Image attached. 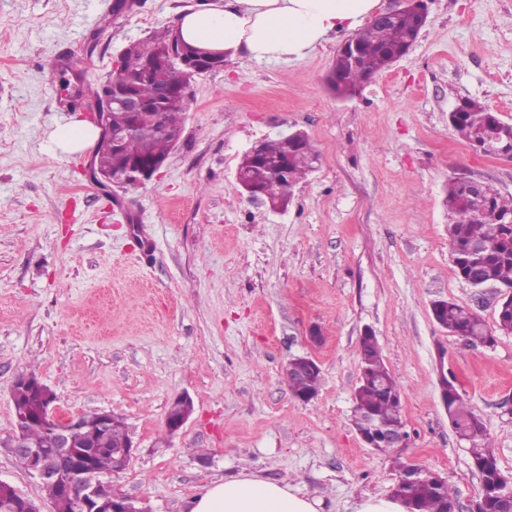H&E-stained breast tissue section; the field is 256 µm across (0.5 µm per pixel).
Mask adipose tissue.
<instances>
[{
  "label": "adipose tissue",
  "mask_w": 512,
  "mask_h": 512,
  "mask_svg": "<svg viewBox=\"0 0 512 512\" xmlns=\"http://www.w3.org/2000/svg\"><path fill=\"white\" fill-rule=\"evenodd\" d=\"M379 0H207L181 12L175 29L187 43L256 62H297L352 32ZM189 512H317L316 503L287 483L241 474L213 481Z\"/></svg>",
  "instance_id": "ef3b65f1"
}]
</instances>
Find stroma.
<instances>
[{
	"mask_svg": "<svg viewBox=\"0 0 512 512\" xmlns=\"http://www.w3.org/2000/svg\"><path fill=\"white\" fill-rule=\"evenodd\" d=\"M112 2L0 0V480L53 512L3 446L12 385L33 372L65 416L123 418L138 451L107 481L149 512H188L208 483L240 473L347 512L391 496L398 460L440 474L468 512L480 479L441 404L438 354L512 473V334L465 346L431 305L451 299L496 325L495 289L471 287L450 259L443 199L456 176L512 193V162L448 123L462 98L512 122V0H428L410 51L350 100L325 83L339 35L292 64L227 61L193 81L161 172L126 191L89 181L94 147L54 145L73 119L61 86L105 81L126 44L201 0H130L117 15ZM295 130L319 162L273 212L235 173L256 143ZM368 330L409 434L385 453L351 421ZM309 355L322 383L304 402L285 369ZM181 395L194 411L170 436Z\"/></svg>",
	"mask_w": 512,
	"mask_h": 512,
	"instance_id": "obj_1",
	"label": "stroma"
}]
</instances>
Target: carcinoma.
<instances>
[{
	"label": "carcinoma",
	"mask_w": 512,
	"mask_h": 512,
	"mask_svg": "<svg viewBox=\"0 0 512 512\" xmlns=\"http://www.w3.org/2000/svg\"><path fill=\"white\" fill-rule=\"evenodd\" d=\"M417 29L414 13L405 11L393 22L370 21L354 38L360 45V61L353 65L341 53L328 76V82L342 99L357 94L368 77L379 74L393 64L396 50ZM172 29L166 27L134 45L123 60L122 70L96 85L80 91L87 101L102 102L108 88H120L138 99L143 110L134 112L118 103L108 105L112 129L123 133L119 141L100 139L94 156V167L101 173L123 172L135 164L165 160L179 142L186 103L179 91L190 82L187 70L171 60ZM154 61L165 71L168 87L176 93L163 99L155 83L145 76L147 63ZM450 125L471 147L481 144L496 149H512V122H506L485 104L464 99L460 111L448 115ZM308 137L282 134L262 143V157L244 153L238 165L242 182L260 189L272 205H286L292 188L313 171L314 157ZM286 166L287 176L280 180L271 173V165ZM448 239L450 256L461 278L493 283L507 295L498 302L499 330L512 331V194L504 195L494 185L485 184L480 194L470 192L460 177L448 180ZM448 330L461 336L465 345L488 347L496 342L482 319L466 306L448 301L445 309L433 313ZM359 383L355 390L353 421L363 430L372 427L390 430L403 425L401 396L374 337L360 338L358 346ZM292 394L297 398L314 396L321 385V370L307 368L286 371ZM16 426L24 430L29 448H54L53 430L33 427L25 419L40 412L43 396L30 391L12 390ZM455 433L469 444V453L485 488V512H512V473H505L490 446L482 419L474 413L453 384L442 402ZM106 447H122L130 442L123 419L109 414ZM399 480L394 495L410 512H455L454 491L443 482L434 483L425 476L409 479L410 465L398 466ZM54 512H79L78 504L63 498L57 487L42 485Z\"/></svg>",
	"instance_id": "1"
}]
</instances>
